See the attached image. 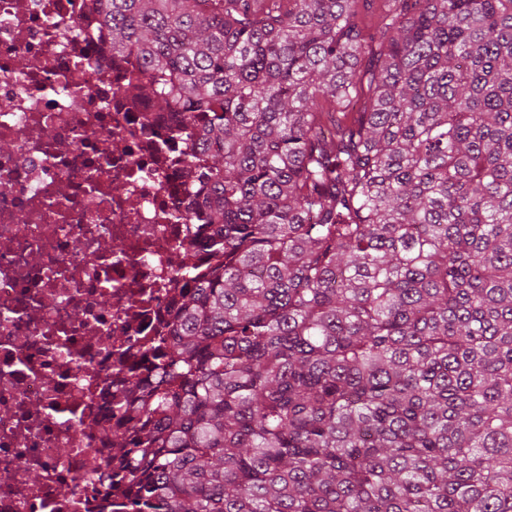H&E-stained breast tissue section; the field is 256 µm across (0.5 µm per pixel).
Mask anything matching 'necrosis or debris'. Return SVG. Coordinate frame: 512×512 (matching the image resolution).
Instances as JSON below:
<instances>
[{"label": "necrosis or debris", "mask_w": 512, "mask_h": 512, "mask_svg": "<svg viewBox=\"0 0 512 512\" xmlns=\"http://www.w3.org/2000/svg\"><path fill=\"white\" fill-rule=\"evenodd\" d=\"M91 0H0V512H112L113 410L204 265L165 113ZM80 87L81 106L58 91Z\"/></svg>", "instance_id": "1"}]
</instances>
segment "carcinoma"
<instances>
[{
  "label": "carcinoma",
  "mask_w": 512,
  "mask_h": 512,
  "mask_svg": "<svg viewBox=\"0 0 512 512\" xmlns=\"http://www.w3.org/2000/svg\"><path fill=\"white\" fill-rule=\"evenodd\" d=\"M94 2L209 262L116 406L121 512H512V0ZM387 5L386 0L356 1L358 22L365 32H369L376 25L387 9Z\"/></svg>",
  "instance_id": "1"
}]
</instances>
